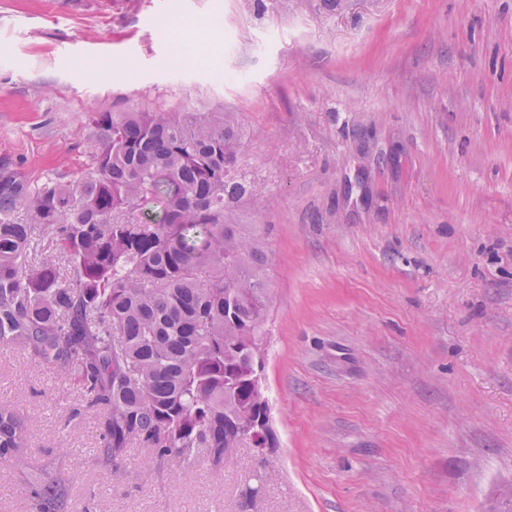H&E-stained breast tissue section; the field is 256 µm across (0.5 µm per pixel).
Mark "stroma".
<instances>
[{
	"instance_id": "stroma-1",
	"label": "stroma",
	"mask_w": 512,
	"mask_h": 512,
	"mask_svg": "<svg viewBox=\"0 0 512 512\" xmlns=\"http://www.w3.org/2000/svg\"><path fill=\"white\" fill-rule=\"evenodd\" d=\"M224 110L267 241L278 438L173 478L98 463L76 380L0 344L72 512H489L512 489V0H0V164L91 163L88 113ZM0 512H36L0 461Z\"/></svg>"
}]
</instances>
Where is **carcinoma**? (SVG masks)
I'll use <instances>...</instances> for the list:
<instances>
[{"label": "carcinoma", "instance_id": "carcinoma-1", "mask_svg": "<svg viewBox=\"0 0 512 512\" xmlns=\"http://www.w3.org/2000/svg\"><path fill=\"white\" fill-rule=\"evenodd\" d=\"M93 163L33 185L0 165V344L75 376L99 412L100 459L133 443L176 474L277 437L264 394L268 255L238 203L243 133L222 112H91ZM25 218L18 219V213ZM49 239L73 269L25 263ZM28 420L0 402V459L27 469L37 512H69L70 480L26 460Z\"/></svg>", "mask_w": 512, "mask_h": 512}]
</instances>
